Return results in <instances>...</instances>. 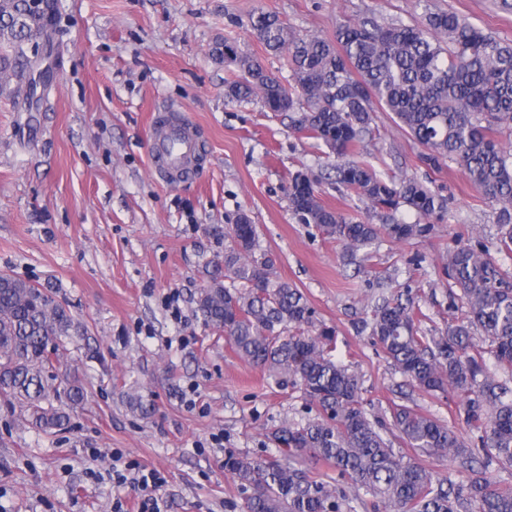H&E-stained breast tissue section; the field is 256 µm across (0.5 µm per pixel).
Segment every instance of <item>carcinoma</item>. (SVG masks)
<instances>
[{"instance_id":"carcinoma-1","label":"carcinoma","mask_w":512,"mask_h":512,"mask_svg":"<svg viewBox=\"0 0 512 512\" xmlns=\"http://www.w3.org/2000/svg\"><path fill=\"white\" fill-rule=\"evenodd\" d=\"M39 10L33 0H0V70L20 74L28 99L37 83L25 45L51 34L30 21ZM250 26L266 50L285 54L288 85L226 41L224 60L240 72L229 99L255 95L269 112L292 113L294 127L327 148L335 183L371 207L407 208L423 218L441 214L446 202L437 190L414 177L388 180L360 158L375 112L392 113L423 147L428 165L455 164L498 210L500 235L492 248L479 240L448 250V292L464 309L461 319L421 334L419 308L402 291L374 307L361 327L413 386L460 397L467 439L411 406L388 409L406 447L449 451L470 472L467 484L456 487L396 454L381 433L383 421L366 409L362 376L332 355L335 329L317 320L270 257L257 253V227L248 215L227 227L229 245L209 263L197 297L204 324L224 331L239 357L299 387L306 408L305 417L265 429L269 459L224 449V472L245 494L242 512H357L362 493L383 512H512V487L488 474L493 464L512 468V386L489 369L512 372V270L496 259L512 255V149L501 141L512 134V45L443 11L427 10L412 25L345 24L332 40L303 36L262 10ZM288 200L302 223L351 255L383 233L408 240L429 231L426 224H370L335 210L305 170L292 175ZM226 279L232 284L224 285ZM82 338L52 291L1 273L0 404L37 431L63 428L87 400L83 380L62 363L67 345ZM308 455L329 464L336 479L299 468Z\"/></svg>"}]
</instances>
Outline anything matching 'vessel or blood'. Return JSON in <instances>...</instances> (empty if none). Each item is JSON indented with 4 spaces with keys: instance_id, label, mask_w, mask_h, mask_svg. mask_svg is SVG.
<instances>
[{
    "instance_id": "b4317fda",
    "label": "vessel or blood",
    "mask_w": 512,
    "mask_h": 512,
    "mask_svg": "<svg viewBox=\"0 0 512 512\" xmlns=\"http://www.w3.org/2000/svg\"><path fill=\"white\" fill-rule=\"evenodd\" d=\"M153 131L155 170L172 177L188 174V163L200 149L197 132L175 112L156 115Z\"/></svg>"
}]
</instances>
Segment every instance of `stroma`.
<instances>
[{
	"instance_id": "1",
	"label": "stroma",
	"mask_w": 512,
	"mask_h": 512,
	"mask_svg": "<svg viewBox=\"0 0 512 512\" xmlns=\"http://www.w3.org/2000/svg\"><path fill=\"white\" fill-rule=\"evenodd\" d=\"M53 78L32 111H15V79L0 92V273L51 289L81 328L68 364L89 402L46 435L0 407V512H137V486L112 479L113 450L159 471L164 512H241L244 495L224 472L228 448L265 457L266 426L305 414L300 390L238 357L223 332L203 325L196 297L224 252L221 226L247 214L260 251L336 329L337 360L363 376L374 409L408 404L459 416L454 394L410 388L357 326L393 289H411L428 319L448 318L442 258L457 245L494 240L497 213L454 164L436 169L391 113H378L364 159L385 177L414 176L447 200L426 237L387 236L353 259L336 239L303 224L288 201L291 175H322L331 208L389 223L353 192L337 190L316 139L258 98L228 101L239 73L225 42L281 80L282 59L253 35L254 12L303 35L373 18L419 21L450 11L512 44V12L498 0H62ZM176 106L197 127L205 154L193 175L170 180L151 165L156 112ZM177 295L172 316L169 295ZM151 405L131 409L130 397Z\"/></svg>"
}]
</instances>
